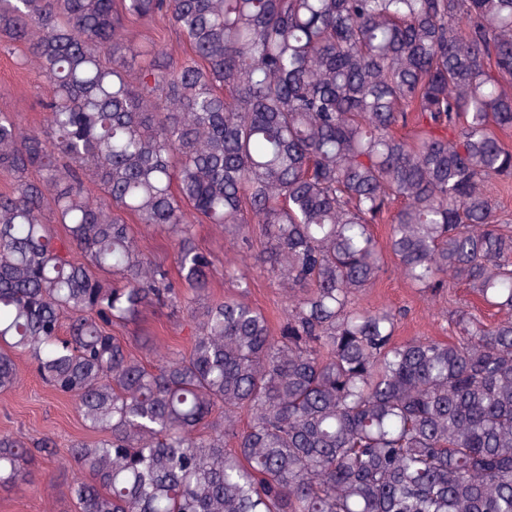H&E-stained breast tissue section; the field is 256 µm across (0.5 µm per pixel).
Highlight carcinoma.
Wrapping results in <instances>:
<instances>
[{
	"instance_id": "1",
	"label": "carcinoma",
	"mask_w": 512,
	"mask_h": 512,
	"mask_svg": "<svg viewBox=\"0 0 512 512\" xmlns=\"http://www.w3.org/2000/svg\"><path fill=\"white\" fill-rule=\"evenodd\" d=\"M0 43L49 86L0 112V392L25 356L96 434L1 431L0 489L42 458L72 512H512V0H0ZM391 269L453 336L364 305ZM132 225L140 232L144 249L165 261L171 268H174L175 249L171 240L164 235L155 233L152 229L137 226L138 224ZM240 267L255 280L251 300L261 308H268L271 311L273 309L271 300L273 298L274 287L263 272L260 264L253 258H247L244 263H241ZM184 322H176L166 313L152 311L148 314L147 326L172 349H182L188 345L189 336Z\"/></svg>"
}]
</instances>
